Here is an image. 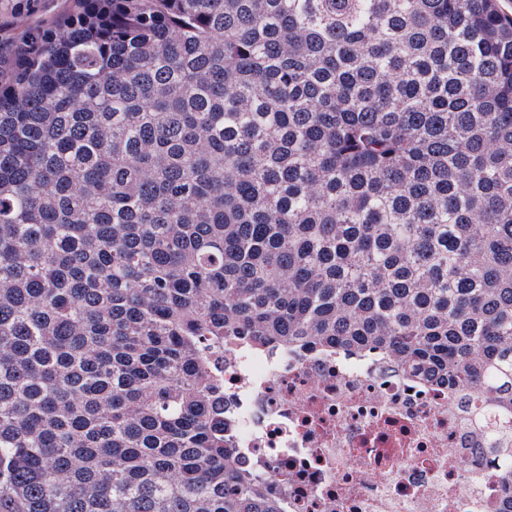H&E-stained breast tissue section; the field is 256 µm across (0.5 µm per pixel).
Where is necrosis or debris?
Listing matches in <instances>:
<instances>
[{
    "label": "necrosis or debris",
    "mask_w": 512,
    "mask_h": 512,
    "mask_svg": "<svg viewBox=\"0 0 512 512\" xmlns=\"http://www.w3.org/2000/svg\"><path fill=\"white\" fill-rule=\"evenodd\" d=\"M216 358L224 427L280 512H503L512 466L486 449L479 394L339 348Z\"/></svg>",
    "instance_id": "necrosis-or-debris-1"
}]
</instances>
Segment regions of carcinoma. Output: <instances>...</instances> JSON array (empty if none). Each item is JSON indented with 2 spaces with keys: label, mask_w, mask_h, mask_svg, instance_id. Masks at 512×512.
<instances>
[{
  "label": "carcinoma",
  "mask_w": 512,
  "mask_h": 512,
  "mask_svg": "<svg viewBox=\"0 0 512 512\" xmlns=\"http://www.w3.org/2000/svg\"><path fill=\"white\" fill-rule=\"evenodd\" d=\"M0 81V512H279L224 342L512 411L497 0H72Z\"/></svg>",
  "instance_id": "cac0c4a2"
}]
</instances>
